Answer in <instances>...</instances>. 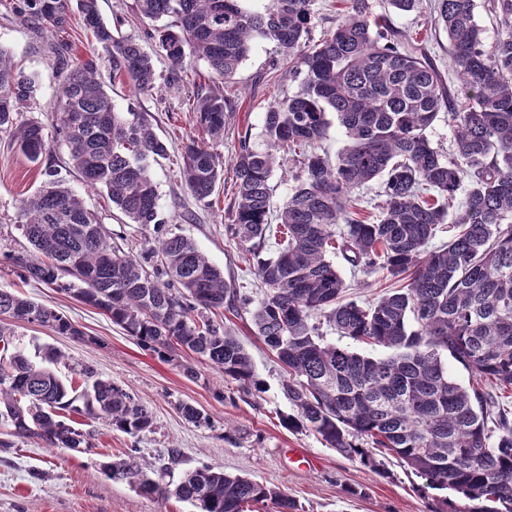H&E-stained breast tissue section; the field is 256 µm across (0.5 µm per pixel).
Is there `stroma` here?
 Segmentation results:
<instances>
[{
	"mask_svg": "<svg viewBox=\"0 0 512 512\" xmlns=\"http://www.w3.org/2000/svg\"><path fill=\"white\" fill-rule=\"evenodd\" d=\"M99 6L105 22L120 35L138 40L152 55L157 81L163 87L160 93L142 95L130 85L114 82L109 73L101 75L116 108L148 113L154 131L169 145V159L150 167L168 228L190 237L234 287L262 299L264 290L228 229L234 204L232 170H225L224 185L210 208L196 203L179 177L182 146L199 135L189 99L198 87L207 86V64L193 59L182 76L173 75L158 48V22L141 17L135 0H99ZM59 40L69 47L67 62L72 67L102 54L80 15H73L67 30L58 36L19 22L7 0H0V45L37 77L41 87L37 101L24 109L23 116L38 118L47 126L52 123L53 102L63 80L50 49ZM286 66L271 43L258 39L233 78L224 83L230 108L224 141L217 150L225 161H232L240 133L259 137L267 107L295 91V83L283 75ZM49 144L45 165L57 169L100 223L120 235L123 248L137 251L154 239L153 228L125 223L102 189L87 186L69 168L60 138L50 137ZM45 165L30 162L11 144L8 134L0 133V242L8 244L18 238V209L45 182ZM0 288L59 311L86 335L85 341H76L23 322L16 327L15 338L27 350L43 346L61 350L67 364L59 374L66 380L72 377V367L94 366L100 377L133 393L154 418L152 431L134 438L103 422L74 416V427L94 434L93 448L86 452L51 450L36 438H18L13 447L0 448V512H193L191 505L172 496L138 495L128 484L110 479L102 468L103 463L131 452L152 461L170 448L181 452L174 473L205 464L221 465L226 471L248 474L284 490L302 512H432L437 505L439 491L429 488L395 454L384 453L387 472L381 476L326 447L313 433L284 424V416L292 412L281 390L286 372L256 335L249 314L228 312L223 318L225 330L250 353L262 383L260 390L244 392L205 367L199 378L187 377L182 367L192 363V355L181 354L176 362L161 360L97 309L60 289L23 281L3 265ZM182 402L208 415L210 427L186 421L178 409ZM299 452L311 458V465L297 462Z\"/></svg>",
	"mask_w": 512,
	"mask_h": 512,
	"instance_id": "obj_1",
	"label": "stroma"
}]
</instances>
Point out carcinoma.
Returning a JSON list of instances; mask_svg holds the SVG:
<instances>
[{"mask_svg": "<svg viewBox=\"0 0 512 512\" xmlns=\"http://www.w3.org/2000/svg\"><path fill=\"white\" fill-rule=\"evenodd\" d=\"M242 2L136 0V7L151 20L174 18L158 44L175 73L191 56L211 72L213 86L193 108L205 137L184 144L180 167L199 203L224 180L216 145L224 141L230 103L220 84L234 76L256 38L288 58L296 90L267 108L259 145L248 132L239 139L232 161L230 229L256 261L263 299L232 287L192 239L171 230L137 252L124 250L49 168V179L19 207L16 229L25 245L4 249L0 262L101 311L143 349L167 361L189 352L249 391L261 386L253 362L219 323L226 305L245 312L286 369L282 389L294 409L288 427L314 432L378 475L385 474L380 453L392 452L430 488L460 497L459 504L442 499L434 512H512V410L505 395L512 390V0H489L501 28L489 45L475 20V0H431V22L448 34L459 82L453 92L427 43L374 14L369 0H344L335 27L314 44L308 35L315 0H270L261 11ZM11 10L55 33L78 12L112 80L143 95L156 90L152 55L113 32L98 0H11ZM39 95L36 79L0 46V132L12 134L33 163L49 151L45 126L18 117ZM443 111L455 132L448 156L430 140ZM53 112L54 130L83 180L105 190L126 223L162 229L148 161L167 158L169 147L147 114L116 110L93 59L66 70ZM331 115L348 139L333 160L322 149ZM287 155L300 172L276 211L272 178ZM379 179L384 189L372 217L356 207L353 192ZM460 194L459 231L431 246ZM274 219L283 244L264 258ZM331 253L355 275L382 271L406 284L367 303L348 300ZM21 314L59 336L85 338L58 311L1 288L0 342H11ZM323 322L393 354L374 358L328 343ZM446 356L476 382L453 381ZM63 360L50 347L31 356L16 346L0 355L6 435L89 450L92 434L67 423L73 413L132 437L152 430V413L133 394L90 365L75 370L82 383H67L54 369ZM180 410L189 422L210 425L192 405ZM178 458L172 448L166 463L130 456L105 471L143 496L172 494L195 512H251L267 501L275 512H297L288 493L218 465L185 471L172 490L150 477Z\"/></svg>", "mask_w": 512, "mask_h": 512, "instance_id": "cac0c4a2", "label": "carcinoma"}]
</instances>
